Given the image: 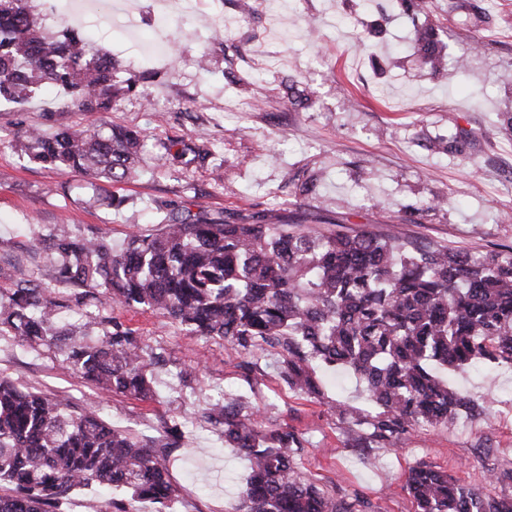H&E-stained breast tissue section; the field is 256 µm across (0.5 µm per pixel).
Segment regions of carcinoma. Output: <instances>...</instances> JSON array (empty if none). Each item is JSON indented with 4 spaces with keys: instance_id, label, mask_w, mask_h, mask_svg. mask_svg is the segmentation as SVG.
<instances>
[{
    "instance_id": "1",
    "label": "carcinoma",
    "mask_w": 512,
    "mask_h": 512,
    "mask_svg": "<svg viewBox=\"0 0 512 512\" xmlns=\"http://www.w3.org/2000/svg\"><path fill=\"white\" fill-rule=\"evenodd\" d=\"M448 12L477 26L489 19L471 0ZM414 49L436 78L446 68L433 32H418ZM112 56L87 49L78 30L42 34L28 0H0V100L28 103L43 86L62 89L82 111L104 110L120 91ZM138 133L66 128L53 135L25 130L16 146L30 159L89 180L128 178ZM205 163L203 146L182 144ZM31 252L50 260L55 287L22 280L0 295V335L30 347H56L67 364L102 391L154 398L161 355L113 307L155 311L185 335L224 341L257 359L274 350L288 387L319 397L316 369H343L363 385L367 407L336 404L353 442L389 448L421 426L460 416L490 420L448 383L445 373L480 362L512 369V248L481 257L446 246L407 245L394 232L355 234L290 229L286 224L168 220L134 234L115 250L102 236L78 237L65 225L33 238ZM81 288L71 298L62 289ZM96 312L75 329L63 310ZM241 396L206 402L204 419L247 462L232 512H379L360 495L333 497L314 486L295 459L302 441L288 427H261ZM56 397L0 379V512H63L84 488L121 491L104 512H158L177 493L159 451L185 437L163 422L156 438L109 424L94 409L66 411ZM406 490L416 512H512V500L459 484L432 464L410 468Z\"/></svg>"
}]
</instances>
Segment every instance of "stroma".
<instances>
[{
    "instance_id": "obj_1",
    "label": "stroma",
    "mask_w": 512,
    "mask_h": 512,
    "mask_svg": "<svg viewBox=\"0 0 512 512\" xmlns=\"http://www.w3.org/2000/svg\"><path fill=\"white\" fill-rule=\"evenodd\" d=\"M29 0L44 34L85 31L111 53L135 89L99 112H81L57 88L24 105L0 101V292L15 281L49 282L51 269L26 255L32 231L70 225L122 248L168 214L230 224H298L313 231L395 229L422 246L444 245L475 256L512 248V0H478L487 27L463 24L448 0L405 14L402 0H283L270 9L252 0ZM433 29L448 60L468 54L470 76L429 78L412 49L417 29ZM208 53L210 69L197 59ZM297 80L306 97L284 95ZM121 127L143 135L132 179L90 182L30 161L12 143L26 129L51 134L72 125ZM460 136L456 149L448 140ZM203 141L208 164L172 160L174 141ZM123 203L113 206L110 196ZM113 314L162 352L155 400L100 395L62 358L0 336V378L69 397L73 410L95 402L113 426L155 435L162 420L188 422L180 448L159 460L178 488L170 512H229L245 462L201 421L209 397L233 389L258 404L264 426L285 425L304 440L296 461L327 494H360L382 512H414L404 488L410 467L425 462L460 484L490 487L512 499V372L471 368L448 380L472 399L489 401L492 422L460 418L420 427L392 448L347 443L332 403L361 405L348 372H323L324 394L291 390L258 361L249 386L242 359L223 341L190 337L151 311ZM190 381H183L184 372Z\"/></svg>"
}]
</instances>
